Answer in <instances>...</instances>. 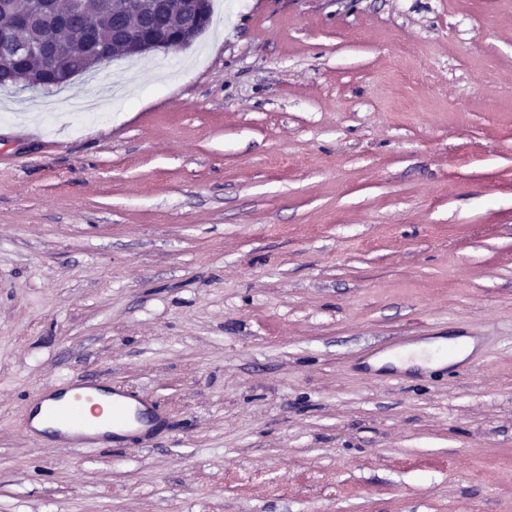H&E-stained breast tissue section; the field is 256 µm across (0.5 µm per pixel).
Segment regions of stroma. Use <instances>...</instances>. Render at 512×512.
<instances>
[{"label": "stroma", "mask_w": 512, "mask_h": 512, "mask_svg": "<svg viewBox=\"0 0 512 512\" xmlns=\"http://www.w3.org/2000/svg\"><path fill=\"white\" fill-rule=\"evenodd\" d=\"M213 9L0 89V512H512V0ZM64 379L161 420L33 442ZM443 344L444 340L441 339L434 342L421 343L419 345L411 346L405 353L402 360L395 361L388 359V361L394 363L397 366L404 367L411 365L425 366L428 365V362L436 348L442 346Z\"/></svg>", "instance_id": "1"}]
</instances>
